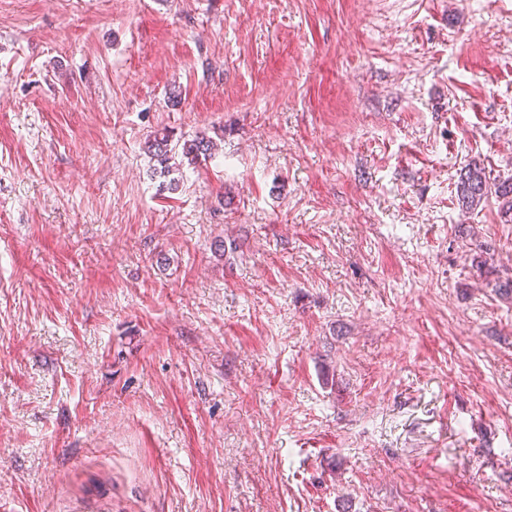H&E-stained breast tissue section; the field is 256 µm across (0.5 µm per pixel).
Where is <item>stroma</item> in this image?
Here are the masks:
<instances>
[{
	"instance_id": "35a3bbf8",
	"label": "stroma",
	"mask_w": 512,
	"mask_h": 512,
	"mask_svg": "<svg viewBox=\"0 0 512 512\" xmlns=\"http://www.w3.org/2000/svg\"><path fill=\"white\" fill-rule=\"evenodd\" d=\"M470 163L512 0H0V512H512ZM175 143L167 132L157 133L148 141L147 150L151 155V159L157 163L153 165V174H159V177L167 178L173 172L180 173L181 162L176 163V154L179 155V147L181 146V155L190 161L189 164H196L199 157L204 160L212 158L215 153V144L210 137L198 135L192 140H185L183 144ZM173 161V163H171Z\"/></svg>"
}]
</instances>
